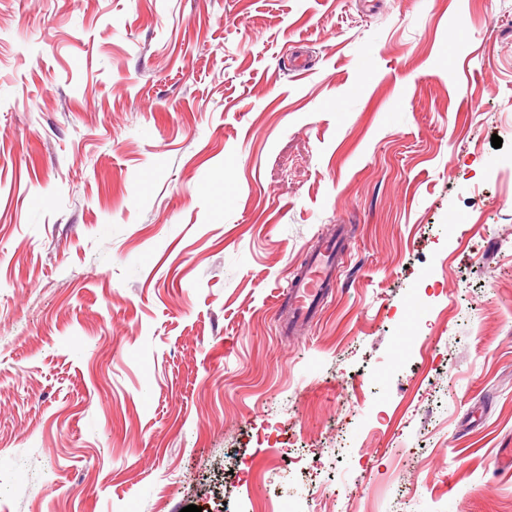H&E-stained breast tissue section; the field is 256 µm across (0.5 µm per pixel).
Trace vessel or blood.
I'll return each mask as SVG.
<instances>
[{"instance_id":"b4317fda","label":"vessel or blood","mask_w":512,"mask_h":512,"mask_svg":"<svg viewBox=\"0 0 512 512\" xmlns=\"http://www.w3.org/2000/svg\"><path fill=\"white\" fill-rule=\"evenodd\" d=\"M338 249L327 240L303 260L290 287L289 329H296L310 317L324 300L326 288L336 277Z\"/></svg>"}]
</instances>
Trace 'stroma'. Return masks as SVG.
<instances>
[{
    "label": "stroma",
    "mask_w": 512,
    "mask_h": 512,
    "mask_svg": "<svg viewBox=\"0 0 512 512\" xmlns=\"http://www.w3.org/2000/svg\"><path fill=\"white\" fill-rule=\"evenodd\" d=\"M507 448L512 0H0V512H512ZM339 250L327 240L302 262L290 287L288 329L295 330L310 317L326 297L325 288L336 278Z\"/></svg>",
    "instance_id": "1"
}]
</instances>
